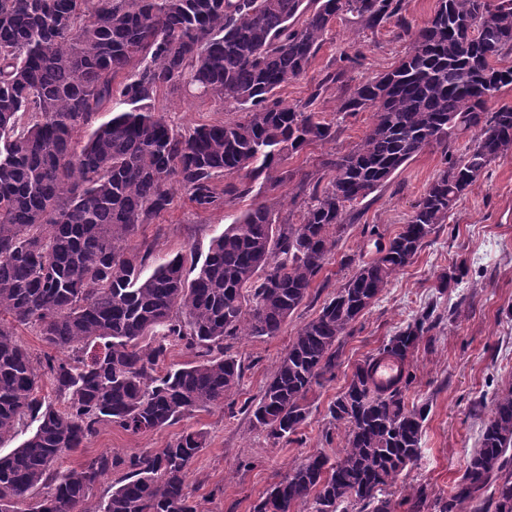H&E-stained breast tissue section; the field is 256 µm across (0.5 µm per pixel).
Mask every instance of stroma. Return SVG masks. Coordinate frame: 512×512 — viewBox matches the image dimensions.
Listing matches in <instances>:
<instances>
[{
	"instance_id": "1",
	"label": "stroma",
	"mask_w": 512,
	"mask_h": 512,
	"mask_svg": "<svg viewBox=\"0 0 512 512\" xmlns=\"http://www.w3.org/2000/svg\"><path fill=\"white\" fill-rule=\"evenodd\" d=\"M406 42L394 26L372 32L351 19H339L305 74L288 83L279 96L288 104L306 101L313 87L342 54L358 56L343 84L328 88L314 109L328 121H339L333 143L315 142L290 158L286 169L312 171L324 159L360 142L373 121L369 112L340 118L344 86L389 70L405 52ZM157 105L167 118L186 128L205 121L231 120L209 102L162 93ZM444 166L441 149H423L359 207L336 251L324 266L308 298L273 337L241 336L230 354L240 360L243 378L224 404L193 412L172 425L135 435L115 424L100 427L87 443L89 453L128 456L174 442L184 432L204 430L207 446L192 464L189 484L198 512H252L267 489L310 452H340L339 439H326L328 406L351 376L354 365L381 342L411 323L426 307L436 306L442 319L415 354L416 381L410 400L428 403L421 452L401 484L391 487L394 512H407L402 498L409 485L426 488L429 498L445 497L460 480L467 458L479 445L494 394L512 381V155L493 162L466 192L456 210L433 234L416 260L400 270L342 343V365L334 380L309 395L311 414L293 441L276 443L255 429L246 411L287 352L296 329L315 316L359 262L376 249L366 229L377 226L392 238L405 224L426 184ZM263 203L287 216L295 212L287 185L262 186L259 192L227 200L210 212L195 209L181 187H174L170 209L152 224L142 225L129 241L133 250L151 248L150 265L181 254L204 260L210 242L246 209ZM466 265L458 286L440 291L438 277L448 267Z\"/></svg>"
}]
</instances>
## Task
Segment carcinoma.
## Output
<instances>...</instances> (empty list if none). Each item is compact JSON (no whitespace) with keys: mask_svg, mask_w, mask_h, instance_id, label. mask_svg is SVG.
<instances>
[{"mask_svg":"<svg viewBox=\"0 0 512 512\" xmlns=\"http://www.w3.org/2000/svg\"><path fill=\"white\" fill-rule=\"evenodd\" d=\"M403 0H0V443L20 421L36 431L0 457V512H197L187 482L207 434L183 433L127 457L82 451L103 424L133 434L220 405L243 366L227 353L238 336L279 335L309 296L355 206L427 147L445 166L400 231L375 242L320 311L295 331L247 411L278 443L306 424L308 394L336 376L341 338L492 162L512 153V105L487 102L512 85V0H438L414 29ZM350 16L375 31L396 20L408 50L390 70L345 91L339 113H373L361 142L294 179L282 168L340 125L313 105L357 58H339L306 102L278 89L306 72L331 24ZM241 113L232 122L171 125L161 91ZM103 112L111 117L97 122ZM88 128L87 140L78 139ZM472 133L460 156L451 144ZM292 182L300 218L258 204L212 240L194 276L177 254L144 275L151 251L127 243L152 224L177 183L195 208L224 207L259 179ZM429 308L357 363L328 406L340 455L305 456L253 512H393L386 490L418 459L427 406L408 400L414 354L434 328ZM38 329L48 355L38 372L15 340ZM202 358L160 373L171 346ZM400 364L375 381L384 359ZM56 400L38 397L40 375ZM124 476L98 504L93 487ZM410 512H512V383L495 397L480 445L446 498L411 489Z\"/></svg>","mask_w":512,"mask_h":512,"instance_id":"cac0c4a2","label":"carcinoma"}]
</instances>
